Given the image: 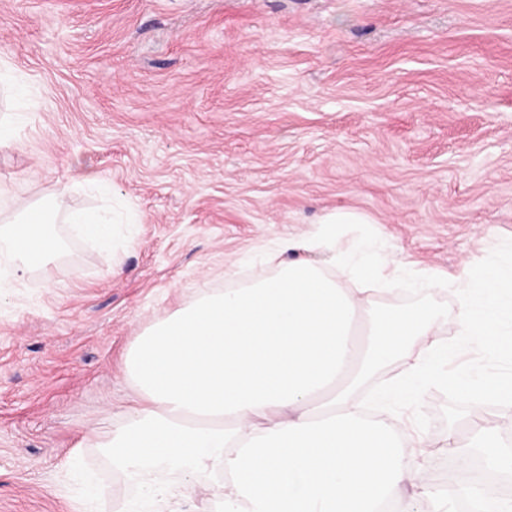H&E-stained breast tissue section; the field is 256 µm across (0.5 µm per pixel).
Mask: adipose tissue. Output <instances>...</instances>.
Returning <instances> with one entry per match:
<instances>
[{"label":"adipose tissue","instance_id":"obj_1","mask_svg":"<svg viewBox=\"0 0 512 512\" xmlns=\"http://www.w3.org/2000/svg\"><path fill=\"white\" fill-rule=\"evenodd\" d=\"M74 190L72 184L61 185L50 196L25 203L0 221V288L35 271L51 280L52 265L62 253L52 229L55 223L69 224L77 235L111 248L112 218L72 208L69 200Z\"/></svg>","mask_w":512,"mask_h":512}]
</instances>
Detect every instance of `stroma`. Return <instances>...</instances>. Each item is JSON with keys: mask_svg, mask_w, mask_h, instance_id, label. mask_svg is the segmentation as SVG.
Instances as JSON below:
<instances>
[{"mask_svg": "<svg viewBox=\"0 0 512 512\" xmlns=\"http://www.w3.org/2000/svg\"><path fill=\"white\" fill-rule=\"evenodd\" d=\"M0 63L15 199L94 174L135 218L0 290V512L129 498L130 348L280 238L352 211L444 277L512 239V0H0Z\"/></svg>", "mask_w": 512, "mask_h": 512, "instance_id": "35a3bbf8", "label": "stroma"}]
</instances>
